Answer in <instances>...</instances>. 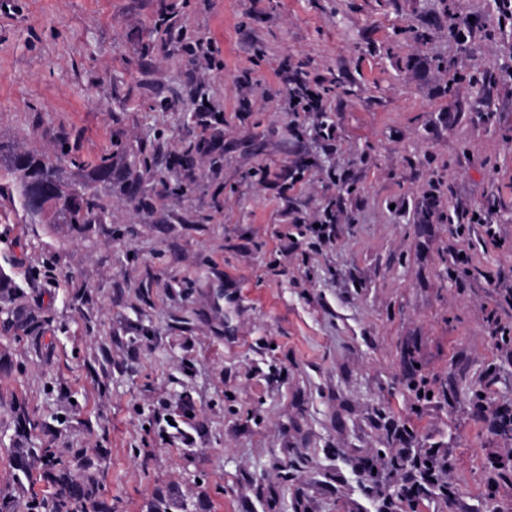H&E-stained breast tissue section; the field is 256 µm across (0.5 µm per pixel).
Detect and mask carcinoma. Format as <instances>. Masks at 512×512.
<instances>
[{"instance_id": "obj_1", "label": "carcinoma", "mask_w": 512, "mask_h": 512, "mask_svg": "<svg viewBox=\"0 0 512 512\" xmlns=\"http://www.w3.org/2000/svg\"><path fill=\"white\" fill-rule=\"evenodd\" d=\"M23 168L43 187L44 204L32 209L27 202L28 188L17 175ZM112 153L95 160H82L63 151L52 158L36 150H17L9 158L7 183L20 208L32 224H101L111 207ZM44 466L43 476L63 485V489L47 498L27 502V512H112L99 495L95 483L69 484L68 473L88 472L95 461L76 451L65 458L52 448L39 449ZM427 448H401L387 458L390 467L409 468L427 455Z\"/></svg>"}]
</instances>
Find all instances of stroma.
Listing matches in <instances>:
<instances>
[{"label": "stroma", "mask_w": 512, "mask_h": 512, "mask_svg": "<svg viewBox=\"0 0 512 512\" xmlns=\"http://www.w3.org/2000/svg\"><path fill=\"white\" fill-rule=\"evenodd\" d=\"M496 2L0 0V153L60 152L61 128L131 173L79 228L0 195V499L55 493L31 449L80 448L113 512H373L365 459L410 447L439 449L466 512H512V479H489L512 437L472 400L512 407ZM288 67L345 88L287 112ZM203 100L224 114L207 153ZM263 167L305 175L281 197ZM327 211L334 244L282 250Z\"/></svg>", "instance_id": "stroma-1"}]
</instances>
